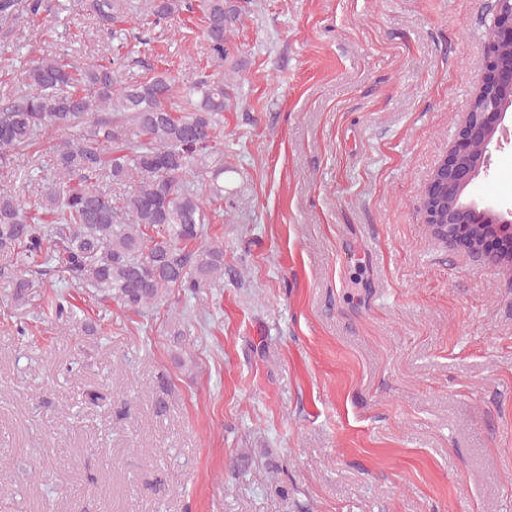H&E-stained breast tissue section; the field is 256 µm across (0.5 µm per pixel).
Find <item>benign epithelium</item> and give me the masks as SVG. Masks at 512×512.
<instances>
[{
  "label": "benign epithelium",
  "instance_id": "7a95c632",
  "mask_svg": "<svg viewBox=\"0 0 512 512\" xmlns=\"http://www.w3.org/2000/svg\"><path fill=\"white\" fill-rule=\"evenodd\" d=\"M512 107V0H495L493 22L485 47V64L470 112L449 157L434 169L425 186L422 208L426 223L446 241L464 245L477 259H486L484 238L464 232L466 224H484V234L512 240V209L484 206L463 198L476 175L478 159L487 152L495 128Z\"/></svg>",
  "mask_w": 512,
  "mask_h": 512
}]
</instances>
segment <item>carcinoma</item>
I'll return each instance as SVG.
<instances>
[{
    "label": "carcinoma",
    "instance_id": "cac0c4a2",
    "mask_svg": "<svg viewBox=\"0 0 512 512\" xmlns=\"http://www.w3.org/2000/svg\"><path fill=\"white\" fill-rule=\"evenodd\" d=\"M110 30L124 0H84ZM60 0H0V27L22 20L53 37ZM238 5L231 0H143L150 24L199 18L212 65L224 66ZM0 45V284L21 296L59 273L100 300L141 315L175 296L198 297L224 279V243L206 225L224 210V77L180 82L167 69L125 79V56L105 62L72 54L36 57ZM53 174L27 202L16 191L19 157L43 148ZM129 192L112 195V185ZM47 311L62 321L70 296L53 293Z\"/></svg>",
    "mask_w": 512,
    "mask_h": 512
}]
</instances>
